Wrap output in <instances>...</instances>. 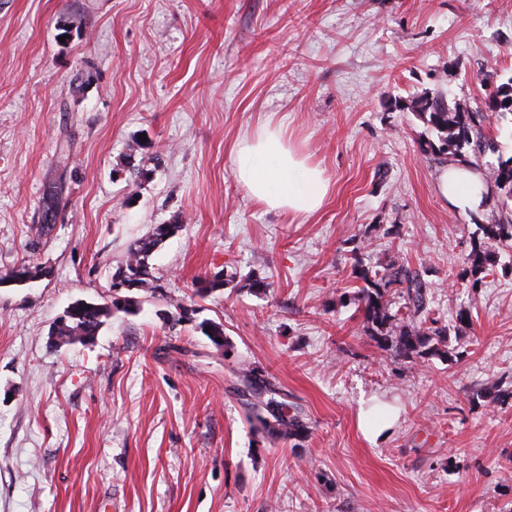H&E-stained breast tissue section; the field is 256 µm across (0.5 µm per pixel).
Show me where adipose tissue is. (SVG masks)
Listing matches in <instances>:
<instances>
[{
    "instance_id": "1",
    "label": "adipose tissue",
    "mask_w": 512,
    "mask_h": 512,
    "mask_svg": "<svg viewBox=\"0 0 512 512\" xmlns=\"http://www.w3.org/2000/svg\"><path fill=\"white\" fill-rule=\"evenodd\" d=\"M234 174L263 207L296 216L320 209L330 190L323 170L294 148L279 125H265L237 144ZM437 186L444 199L462 209L477 207L485 193L481 176L461 164L441 168Z\"/></svg>"
}]
</instances>
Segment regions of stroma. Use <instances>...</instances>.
<instances>
[{
	"label": "stroma",
	"mask_w": 512,
	"mask_h": 512,
	"mask_svg": "<svg viewBox=\"0 0 512 512\" xmlns=\"http://www.w3.org/2000/svg\"><path fill=\"white\" fill-rule=\"evenodd\" d=\"M488 73L512 77V0H0V512H512V245L477 295L463 279L512 201L490 184L451 207L424 124L397 106L481 101ZM268 122L330 181L308 217L233 176L235 145ZM157 224L180 230L137 313L52 345ZM357 261L418 274L448 358L376 346L340 301ZM23 264L40 275L6 284ZM219 272L223 289L194 295ZM176 301L187 317L163 319ZM248 366L304 437L253 431ZM364 410L396 421L369 441Z\"/></svg>",
	"instance_id": "obj_1"
}]
</instances>
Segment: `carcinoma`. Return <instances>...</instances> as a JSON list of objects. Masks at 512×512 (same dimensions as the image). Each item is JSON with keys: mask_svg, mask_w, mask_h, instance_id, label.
I'll list each match as a JSON object with an SVG mask.
<instances>
[{"mask_svg": "<svg viewBox=\"0 0 512 512\" xmlns=\"http://www.w3.org/2000/svg\"><path fill=\"white\" fill-rule=\"evenodd\" d=\"M489 93L480 106L466 101H458L448 106L445 92H426L410 100L408 108L417 113L434 134V139L424 141V152L430 153L442 162L455 161L467 165L471 170H479L478 164L468 159L487 151H495L493 140L484 132L488 114L512 115V77L498 85L486 82ZM499 193L512 199V157L498 160L490 169ZM180 229L178 224H156L151 234L131 243L128 247L124 269L141 273L138 287H150L146 258L166 238ZM484 240L476 243L467 257L470 273L475 276L471 288L481 287L479 275L489 270L496 261L491 244L512 243V219L496 224L482 225ZM354 278L361 286L354 291L362 313L364 328L374 338L378 346L391 349L395 354L409 361L426 354H436L446 342V329L438 326V320L430 317L424 303L425 285L403 265L391 262L382 269L354 266ZM224 287L218 277L200 276L193 282L196 296H208ZM404 288L407 294L405 312L393 310L392 289ZM140 301L133 297L112 299L103 303H81L56 327L52 335L56 345L88 343L94 340L106 321L117 312L131 314L139 309ZM200 331L218 349L226 346L224 324L203 321ZM244 385L252 393L254 402L250 404L249 421L253 427L277 439L299 438L305 431V424L299 412L288 411V403L276 398L278 392L260 381L256 371L243 368L239 371Z\"/></svg>", "mask_w": 512, "mask_h": 512, "instance_id": "carcinoma-1", "label": "carcinoma"}]
</instances>
